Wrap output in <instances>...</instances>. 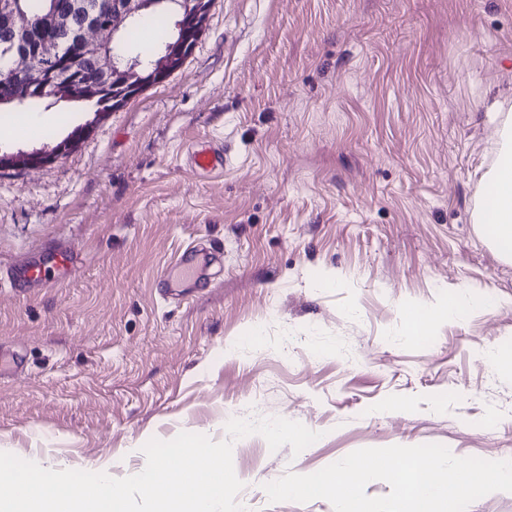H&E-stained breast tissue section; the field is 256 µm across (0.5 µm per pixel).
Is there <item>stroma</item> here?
<instances>
[{
  "label": "stroma",
  "instance_id": "obj_1",
  "mask_svg": "<svg viewBox=\"0 0 512 512\" xmlns=\"http://www.w3.org/2000/svg\"><path fill=\"white\" fill-rule=\"evenodd\" d=\"M40 110L64 120L25 137L13 113L0 148L79 140L0 169V271L53 282L0 286V451L123 478L150 438L222 441L233 418L320 432L234 442L243 512H334L263 486L361 448L512 460V261L473 222L512 113V0H213L122 109ZM204 144L223 172L191 167ZM186 250L195 277H164ZM451 297L463 313L406 335L405 306Z\"/></svg>",
  "mask_w": 512,
  "mask_h": 512
}]
</instances>
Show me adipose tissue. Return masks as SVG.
Returning <instances> with one entry per match:
<instances>
[{"mask_svg": "<svg viewBox=\"0 0 512 512\" xmlns=\"http://www.w3.org/2000/svg\"><path fill=\"white\" fill-rule=\"evenodd\" d=\"M477 198L491 202L487 212L477 213V223L492 230V241L499 253L512 258V160L497 164L486 182L476 190Z\"/></svg>", "mask_w": 512, "mask_h": 512, "instance_id": "adipose-tissue-1", "label": "adipose tissue"}]
</instances>
